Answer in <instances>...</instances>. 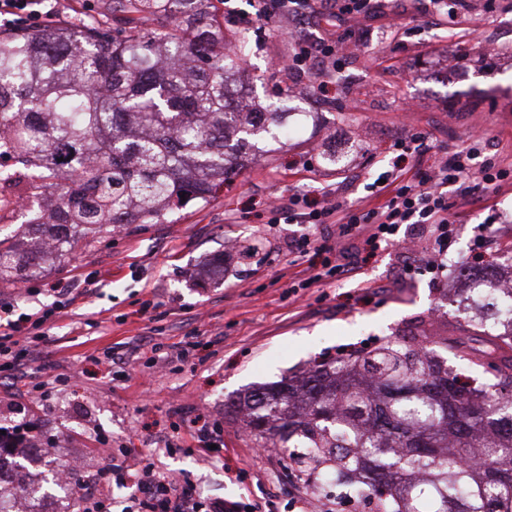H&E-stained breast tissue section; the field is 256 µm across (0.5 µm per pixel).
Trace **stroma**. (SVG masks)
<instances>
[{"instance_id":"1","label":"stroma","mask_w":512,"mask_h":512,"mask_svg":"<svg viewBox=\"0 0 512 512\" xmlns=\"http://www.w3.org/2000/svg\"><path fill=\"white\" fill-rule=\"evenodd\" d=\"M467 3L465 23L396 39L360 31L371 55L344 57L339 83L318 96L309 77L280 70L295 50L294 33L247 27L250 0H235L232 14L215 0L225 30L250 47L243 92L294 91L305 114L260 161L233 170L207 203H189L160 224L107 230L42 274L0 284V301L20 313L52 303L59 288L75 296L45 327L48 341L36 355L40 377H56L54 388L39 401L28 390L40 377H1L0 426L42 433L61 454L79 456L88 474L107 465L108 452L122 451L193 481L210 498L273 495L278 512H293L303 498L318 500L324 512H376L375 503L344 498L302 473L286 453L257 454L231 401L313 360L372 348L422 322L441 335L462 334L448 297L455 277L471 262L496 264L512 250V224L491 221L512 206L506 185L482 207L462 208L443 274L380 246L347 278L298 298L288 289L293 278L307 277L311 259L289 253L288 227L273 223L269 208L272 198L296 191L320 197L330 184L346 201L374 203L373 183L394 158L393 142L412 133L443 152L479 134L512 161V13L495 15L485 0ZM331 148L344 152V162H328ZM219 252L224 275L214 278L206 269ZM108 351L117 363L104 362ZM201 411L217 424L211 440L221 455L200 452L190 438L167 448ZM236 467L247 469L244 482L228 478Z\"/></svg>"}]
</instances>
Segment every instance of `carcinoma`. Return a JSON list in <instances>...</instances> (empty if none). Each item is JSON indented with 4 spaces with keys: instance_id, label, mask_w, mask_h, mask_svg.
Returning a JSON list of instances; mask_svg holds the SVG:
<instances>
[{
    "instance_id": "carcinoma-1",
    "label": "carcinoma",
    "mask_w": 512,
    "mask_h": 512,
    "mask_svg": "<svg viewBox=\"0 0 512 512\" xmlns=\"http://www.w3.org/2000/svg\"><path fill=\"white\" fill-rule=\"evenodd\" d=\"M210 0H112V20L74 30L0 34V223L15 181L36 209L61 218L26 225L63 257L114 224H158L224 189L231 141L278 139L282 103L238 106L231 86L248 44L229 46ZM53 181L52 195L41 192ZM34 254L0 234V280L37 274ZM490 347L459 336H392L285 377L233 402L260 447L302 449L305 467L381 512H512V324L470 320ZM468 367L497 360L500 381L468 386Z\"/></svg>"
}]
</instances>
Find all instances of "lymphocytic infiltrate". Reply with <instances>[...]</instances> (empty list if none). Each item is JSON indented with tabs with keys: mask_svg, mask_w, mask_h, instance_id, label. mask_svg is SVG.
I'll return each mask as SVG.
<instances>
[{
	"mask_svg": "<svg viewBox=\"0 0 512 512\" xmlns=\"http://www.w3.org/2000/svg\"><path fill=\"white\" fill-rule=\"evenodd\" d=\"M249 23L312 24L315 37L300 38L298 50L288 60L290 71L309 75L318 93H325L339 68L340 59L349 48L347 26L350 22L373 21L381 15V0H252ZM397 154L379 188L378 204L345 205L326 193L317 199L297 192L289 194L277 207L285 223L297 225L290 246L300 255L324 251L325 246L308 230L309 225L336 218L340 236L355 230L366 233L370 248L393 241L401 225L424 224L432 238L425 256L431 272L444 271L448 238L456 227L457 207L481 203L488 188H500L512 176V168L496 155H485L482 140L455 152L431 151L423 136L399 139ZM56 308H49L31 320L11 321L0 333V372L12 378L32 377L35 346L31 332L56 318ZM79 491L75 497L78 512H112V501L86 492V485L99 486L110 481L134 483L137 496L123 512H273L275 502L265 499L211 501L196 494L193 482L176 483L169 476L144 464L128 467L112 464L100 469L94 478L75 476Z\"/></svg>",
	"mask_w": 512,
	"mask_h": 512,
	"instance_id": "lymphocytic-infiltrate-1",
	"label": "lymphocytic infiltrate"
}]
</instances>
